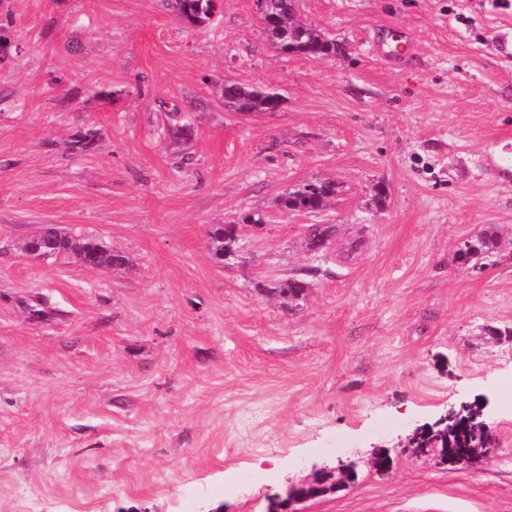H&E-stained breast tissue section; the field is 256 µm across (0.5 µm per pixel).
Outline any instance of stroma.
<instances>
[{
	"mask_svg": "<svg viewBox=\"0 0 512 512\" xmlns=\"http://www.w3.org/2000/svg\"><path fill=\"white\" fill-rule=\"evenodd\" d=\"M216 4L191 24L166 0H0V512H267L342 461L355 484L300 512H512V0H302L346 49L323 59L269 45L253 0ZM228 81L284 101L227 111ZM320 180L323 211L280 209ZM233 222L240 255L215 263ZM313 224L337 227L327 260ZM41 226L130 267L28 258ZM488 226L497 252L462 267ZM296 274L303 299L266 293ZM465 406L481 462L406 451ZM236 224H216L209 231V252L211 257L224 263V250L227 246L236 247L237 238L235 233Z\"/></svg>",
	"mask_w": 512,
	"mask_h": 512,
	"instance_id": "35a3bbf8",
	"label": "stroma"
}]
</instances>
